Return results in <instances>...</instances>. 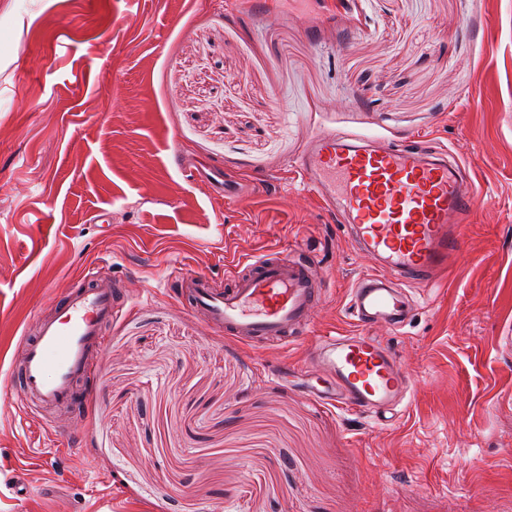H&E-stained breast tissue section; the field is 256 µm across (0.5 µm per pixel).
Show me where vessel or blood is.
<instances>
[{"label": "vessel or blood", "mask_w": 512, "mask_h": 512, "mask_svg": "<svg viewBox=\"0 0 512 512\" xmlns=\"http://www.w3.org/2000/svg\"><path fill=\"white\" fill-rule=\"evenodd\" d=\"M297 169L324 209L341 214L355 254L374 262L350 291L348 313L358 332L320 337L301 372L325 378L318 399L383 420L410 397L413 376L369 328L404 327L411 313L404 288L447 272L475 210L472 181L459 160L424 151L417 139L382 146L355 133L319 134ZM316 261L312 254L289 259L281 249L232 262L221 288L182 267L164 285L178 288L190 313L213 331L245 343H288L312 321L320 294L311 272ZM116 286L88 267L58 304L28 322L12 357L22 417L87 406L94 394L87 382L106 354V328L122 314Z\"/></svg>", "instance_id": "vessel-or-blood-1"}]
</instances>
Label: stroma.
Returning <instances> with one entry per match:
<instances>
[{
  "instance_id": "obj_1",
  "label": "stroma",
  "mask_w": 512,
  "mask_h": 512,
  "mask_svg": "<svg viewBox=\"0 0 512 512\" xmlns=\"http://www.w3.org/2000/svg\"><path fill=\"white\" fill-rule=\"evenodd\" d=\"M323 131L419 136L481 198L464 263L377 331L414 376L387 425L276 374L356 332L369 270L294 169ZM294 244L327 292L283 348L161 286ZM93 263L129 303L66 440L9 366ZM0 512H512V0H0Z\"/></svg>"
}]
</instances>
